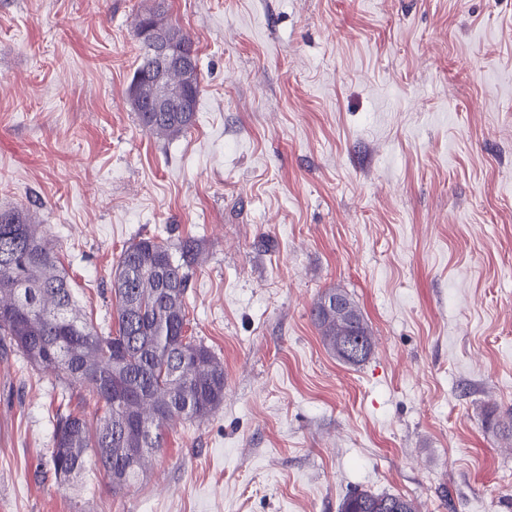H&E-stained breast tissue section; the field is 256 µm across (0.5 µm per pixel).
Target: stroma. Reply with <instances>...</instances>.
Here are the masks:
<instances>
[{
	"instance_id": "35a3bbf8",
	"label": "stroma",
	"mask_w": 512,
	"mask_h": 512,
	"mask_svg": "<svg viewBox=\"0 0 512 512\" xmlns=\"http://www.w3.org/2000/svg\"><path fill=\"white\" fill-rule=\"evenodd\" d=\"M154 4L0 0V210L104 331L122 250L196 239L224 403L116 496L55 479L61 385L0 350V512H512V0H166L201 86L169 139L128 98ZM330 288L372 331L359 365L311 319ZM340 512H417L410 499L393 494H376L365 489H356L339 505Z\"/></svg>"
}]
</instances>
